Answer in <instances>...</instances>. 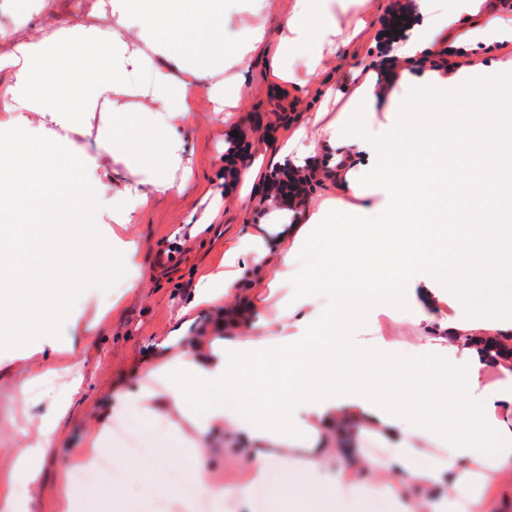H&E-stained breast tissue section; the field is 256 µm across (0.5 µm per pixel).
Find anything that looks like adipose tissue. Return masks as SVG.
I'll use <instances>...</instances> for the list:
<instances>
[{
  "label": "adipose tissue",
  "mask_w": 512,
  "mask_h": 512,
  "mask_svg": "<svg viewBox=\"0 0 512 512\" xmlns=\"http://www.w3.org/2000/svg\"><path fill=\"white\" fill-rule=\"evenodd\" d=\"M482 0H462L451 11L442 0H419L421 20L393 53L410 69L423 66V79L440 86L441 97L420 102L388 98L378 104L371 77L362 81L356 112L344 113L296 138H310L308 156L323 155L322 173L334 191L324 209L294 220L292 212L270 218L282 249L261 234L238 236L229 259L251 257L269 287H282L294 252L315 244L328 254L363 258L349 290L341 292L334 313L318 322L310 297L296 305V335L285 343L264 337H208L192 347L180 340L162 342L143 391L125 398L129 407L165 412L174 427H188L204 441L218 426L250 436L260 446L244 475L255 480L275 460L300 456L307 481L288 487L292 512H353L377 478L378 491L395 512H492L493 504L512 495V228L503 218L512 202L502 193L504 171L493 160L502 137L499 102L512 74L511 60L490 61L480 70L444 71L449 48L465 52L512 42V20L481 12ZM224 0H120L119 12L150 34L142 47L98 39V19L107 15L103 0L94 7V23L74 26L73 34L44 48L17 35L11 62V126L0 128V238L16 223H32L24 239V266L0 260V344L23 350L37 337L55 345L53 326L76 294L74 269L85 266L88 247L98 238L96 216L107 190L104 182L78 184L84 170L97 167V155L77 145L62 147L58 132L76 124L96 104L125 115L137 77L151 75L146 94L164 105L169 117L190 120L194 80H177L160 70L155 56L182 66L186 54L206 56L226 67L254 54L279 62L288 49L307 47L312 64L337 49L339 20L329 0H294L277 44L264 26L254 27L232 50L224 48ZM390 112L388 123L371 126L376 106ZM158 113H139L123 131H102L100 153L134 169L125 201L113 206L112 221L131 223L134 213L156 203L174 187L172 175L183 169L182 147L169 135L145 137L142 127ZM464 157L471 175L465 190L448 193V154ZM372 161L371 174L384 199L367 203L363 182L352 176L356 159ZM86 212V219L71 215ZM464 212L459 254L474 255L477 272L449 263L439 230L426 223L430 213ZM237 277L216 273L198 282L184 314L222 305L240 290ZM410 309L417 327L426 329L420 349L430 366L399 363L386 347L364 350L345 337L370 316ZM83 362L73 359L67 397L17 462L21 484L0 495V512H31L41 463L83 383ZM394 369L393 385L378 372ZM494 369L495 382L485 380ZM288 372L287 388L259 392L262 379ZM430 390L438 405L424 416L418 397ZM474 418L471 430L459 427L462 412ZM383 436L381 456L350 449L349 469L327 465L328 430ZM427 456L425 465L416 457Z\"/></svg>",
  "instance_id": "1"
}]
</instances>
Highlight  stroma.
I'll return each instance as SVG.
<instances>
[{
	"label": "stroma",
	"mask_w": 512,
	"mask_h": 512,
	"mask_svg": "<svg viewBox=\"0 0 512 512\" xmlns=\"http://www.w3.org/2000/svg\"><path fill=\"white\" fill-rule=\"evenodd\" d=\"M269 2V8L263 9L255 0H236L224 12L225 37L243 39L251 28L262 24L269 38H277L294 0ZM391 3L366 0L361 15H341L342 45L336 54L325 56L319 68H309L306 50L289 54L285 65L301 73L307 84L289 90L287 97L279 96V78L260 55L241 66L213 71V80L242 87L232 114L213 111L205 87H197L192 119L170 128L182 142L191 182L182 193L163 197L151 209L135 213L126 229L141 247L139 287H128L120 259L112 257L92 276L80 279L75 307L57 325L60 344L73 346L83 355L84 387L42 461L36 512H53L62 490L61 463H70L72 471H79V462L89 451V438L98 429L103 432L98 454L111 458L112 471H120L122 477L116 480L112 472H103L75 490V512H110L116 492L122 493L127 512H198L195 503L206 494L189 477L196 464L189 434L174 430L164 416L145 417L134 408L121 407L118 397L141 389L159 343L176 335L186 342L206 335L225 310L238 306L247 310L245 322L232 328V335H291L288 311L302 291L298 271L317 270L325 282L315 291L316 313H325L333 305L336 295L330 284L348 281L351 269L344 254L327 262L319 248L307 247L295 254L285 287L269 288L251 275L242 294L228 297L223 306L198 310L188 323L177 316L194 285L222 265L225 245L255 231L266 217L261 208L243 216L236 194L228 188L224 153L229 139H237L241 156L255 155L266 149L269 139L290 138L298 125H313L318 118L326 122L353 111L356 78L377 59L374 37ZM105 172L112 181L101 201L104 233L97 246L110 253L112 204L132 174L105 156L97 169L84 171L83 177L93 180ZM215 207L221 210V220L207 224ZM419 336L406 308L373 316L351 332L352 341L389 345L405 362L418 358ZM27 350V357L18 359L10 349H0V490L8 483L15 459L25 450V432L34 430L68 392V377L43 375L50 358L39 344L29 343ZM207 446L206 466L224 480L223 512H271L272 499L283 495L282 480L266 472L249 484L241 482V465L252 452V441L240 433L219 430Z\"/></svg>",
	"instance_id": "stroma-1"
}]
</instances>
